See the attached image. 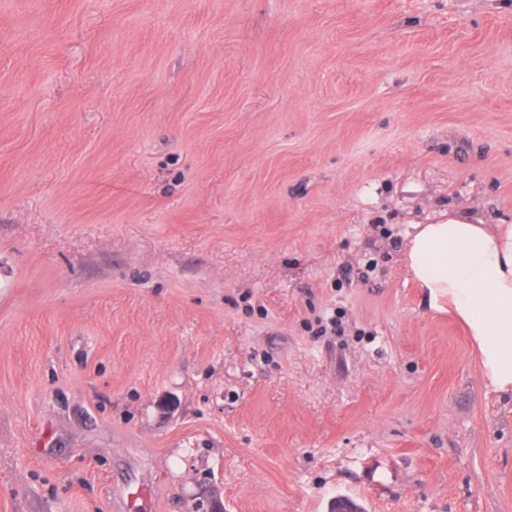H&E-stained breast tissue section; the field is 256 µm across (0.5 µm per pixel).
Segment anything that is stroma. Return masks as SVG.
I'll list each match as a JSON object with an SVG mask.
<instances>
[{
	"instance_id": "stroma-1",
	"label": "stroma",
	"mask_w": 512,
	"mask_h": 512,
	"mask_svg": "<svg viewBox=\"0 0 512 512\" xmlns=\"http://www.w3.org/2000/svg\"><path fill=\"white\" fill-rule=\"evenodd\" d=\"M448 217L512 224V0H0V512H512Z\"/></svg>"
}]
</instances>
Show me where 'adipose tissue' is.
I'll return each instance as SVG.
<instances>
[{"label": "adipose tissue", "mask_w": 512, "mask_h": 512, "mask_svg": "<svg viewBox=\"0 0 512 512\" xmlns=\"http://www.w3.org/2000/svg\"><path fill=\"white\" fill-rule=\"evenodd\" d=\"M406 239V265L432 307L455 311L479 347L485 378L512 389V224L451 218L414 225Z\"/></svg>", "instance_id": "1"}]
</instances>
